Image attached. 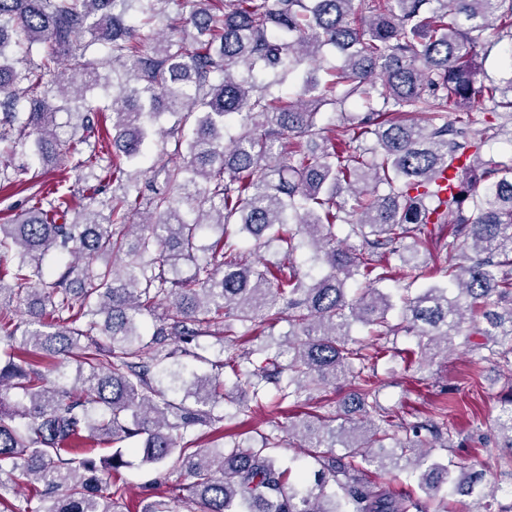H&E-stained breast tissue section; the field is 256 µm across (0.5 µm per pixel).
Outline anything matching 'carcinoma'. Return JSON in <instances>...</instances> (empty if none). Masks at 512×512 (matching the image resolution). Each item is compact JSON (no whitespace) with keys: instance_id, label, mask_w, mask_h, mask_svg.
Segmentation results:
<instances>
[{"instance_id":"carcinoma-1","label":"carcinoma","mask_w":512,"mask_h":512,"mask_svg":"<svg viewBox=\"0 0 512 512\" xmlns=\"http://www.w3.org/2000/svg\"><path fill=\"white\" fill-rule=\"evenodd\" d=\"M172 4L175 41L152 30ZM505 38L512 0H224L220 15L210 0H0V183H23L27 168L10 157L30 138L40 161L69 167L85 191L77 206L35 195L0 224V262L15 263L0 271V476L20 469L37 481L33 496L49 503L40 512H118L126 489L112 475L130 445L145 464L180 463L199 512H442L450 494L488 512L503 458L489 450L481 468L453 470L433 456L452 447L453 428L443 415L396 421L374 374L390 350L353 331L412 333L420 364L463 348L476 367L512 368V152L484 155L493 139L512 143V53L497 81L480 67ZM327 48L340 64L321 66ZM288 80L299 82L292 97L278 90ZM59 97L74 103L66 138ZM350 98L363 112L326 135L325 111L344 112ZM486 101L477 138L474 110ZM165 114L182 162L163 169L170 190L147 196L126 168L144 162ZM233 122L243 132L226 144ZM338 224L359 246H344ZM442 224L444 264L432 269L424 248ZM232 226L277 244L279 264L249 260ZM206 227L219 236L202 248ZM306 244L326 267L309 282L295 262ZM394 272L404 281L397 324L376 288ZM437 273L451 287L413 291ZM350 281L364 287L351 295ZM15 303L24 330L4 312ZM160 308L167 323L149 334L144 318ZM285 312V349L252 370L248 350L213 361L199 343L170 348L214 337L232 350L236 325L266 331ZM179 352L212 372L187 369ZM36 356L75 362L81 386L48 387ZM226 367L237 388L257 398L272 384L295 406L353 383L340 413L302 421L313 483H291L268 438L229 448L219 436L186 439L224 420L214 409ZM492 426L512 449V395ZM100 445L113 452L87 456ZM371 466L416 488L382 489L366 478Z\"/></svg>"}]
</instances>
